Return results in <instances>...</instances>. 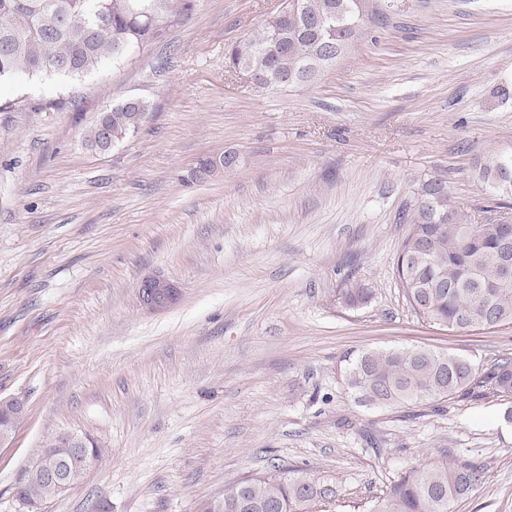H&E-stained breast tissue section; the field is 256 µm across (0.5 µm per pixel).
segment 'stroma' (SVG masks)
<instances>
[{
	"instance_id": "35a3bbf8",
	"label": "stroma",
	"mask_w": 512,
	"mask_h": 512,
	"mask_svg": "<svg viewBox=\"0 0 512 512\" xmlns=\"http://www.w3.org/2000/svg\"><path fill=\"white\" fill-rule=\"evenodd\" d=\"M282 0H195L132 63L0 84V395L26 417L0 447V512L44 440L79 431L105 453L37 512H206L276 465L367 512L406 470L477 462L453 512H512V403H359L343 358L428 346L512 359V324L455 333L418 318L395 278L399 215L429 178L473 223L495 204L476 167L512 149V0H390L308 85L274 92L224 69L227 44ZM151 106L110 151L82 136L105 105ZM236 167L199 178L200 159ZM179 285L139 303L140 281ZM370 288L350 307L344 288ZM180 297V288L170 280L152 276L141 281L138 288L139 303L151 310L174 304Z\"/></svg>"
}]
</instances>
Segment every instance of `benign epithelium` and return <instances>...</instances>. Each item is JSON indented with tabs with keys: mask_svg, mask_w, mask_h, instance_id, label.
Wrapping results in <instances>:
<instances>
[{
	"mask_svg": "<svg viewBox=\"0 0 512 512\" xmlns=\"http://www.w3.org/2000/svg\"><path fill=\"white\" fill-rule=\"evenodd\" d=\"M180 297V288L170 280L152 276L141 281L138 288L139 303L151 310L174 304ZM26 415V401L18 396L0 397V446L12 439L17 426ZM54 447L46 448L33 458L24 475L35 474L45 481L62 487L70 486L72 468L89 469L94 460L87 456L91 438L86 434L64 432L53 437Z\"/></svg>",
	"mask_w": 512,
	"mask_h": 512,
	"instance_id": "1",
	"label": "benign epithelium"
}]
</instances>
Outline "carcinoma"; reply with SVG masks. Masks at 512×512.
Here are the masks:
<instances>
[{
  "mask_svg": "<svg viewBox=\"0 0 512 512\" xmlns=\"http://www.w3.org/2000/svg\"><path fill=\"white\" fill-rule=\"evenodd\" d=\"M387 0H285L256 33L224 49L225 70L272 79V89L313 82L378 18ZM194 9V0H0V83L18 76L61 79L70 87L104 65L119 67L162 38L166 27ZM151 112L128 97L105 106L83 134L85 146L106 152L136 133ZM497 197L512 196V151L477 163ZM396 260V279L414 313L467 333L512 323V286L502 281L495 253L498 225L470 224L449 201L440 178L422 184ZM371 297L359 285L343 294L357 306ZM347 389L373 407H407L451 396L512 398V359L488 368L428 347L364 350L344 356ZM483 465L441 462L415 467L389 485L368 512H451L481 484ZM329 482L302 468L275 466L224 489L222 512H322ZM59 496L43 481L21 484V504Z\"/></svg>",
  "mask_w": 512,
  "mask_h": 512,
  "instance_id": "carcinoma-1",
  "label": "carcinoma"
}]
</instances>
